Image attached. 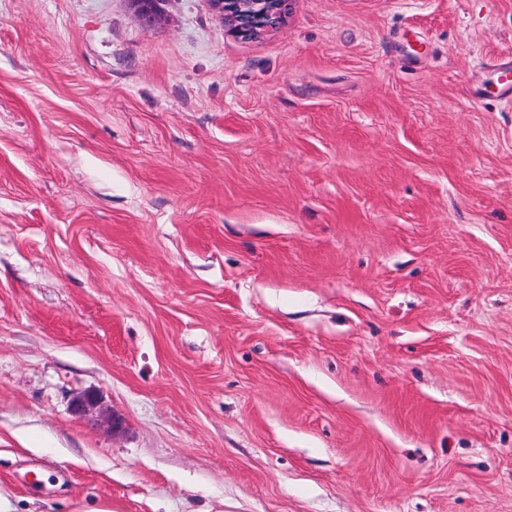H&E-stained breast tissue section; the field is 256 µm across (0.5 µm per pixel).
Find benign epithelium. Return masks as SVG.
Wrapping results in <instances>:
<instances>
[{
    "instance_id": "benign-epithelium-1",
    "label": "benign epithelium",
    "mask_w": 512,
    "mask_h": 512,
    "mask_svg": "<svg viewBox=\"0 0 512 512\" xmlns=\"http://www.w3.org/2000/svg\"><path fill=\"white\" fill-rule=\"evenodd\" d=\"M160 0H133V6L145 28H152L159 19ZM212 6L224 26L235 37L252 40L282 25L288 14V0H212ZM100 396L86 391L71 404L75 414L98 408Z\"/></svg>"
}]
</instances>
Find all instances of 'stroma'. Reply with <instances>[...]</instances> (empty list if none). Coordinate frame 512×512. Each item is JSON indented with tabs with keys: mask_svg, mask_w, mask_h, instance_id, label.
Masks as SVG:
<instances>
[{
	"mask_svg": "<svg viewBox=\"0 0 512 512\" xmlns=\"http://www.w3.org/2000/svg\"><path fill=\"white\" fill-rule=\"evenodd\" d=\"M160 7L0 0V495L512 512V0ZM288 0H212L225 27L235 37L252 40L282 25L288 14Z\"/></svg>",
	"mask_w": 512,
	"mask_h": 512,
	"instance_id": "obj_1",
	"label": "stroma"
}]
</instances>
